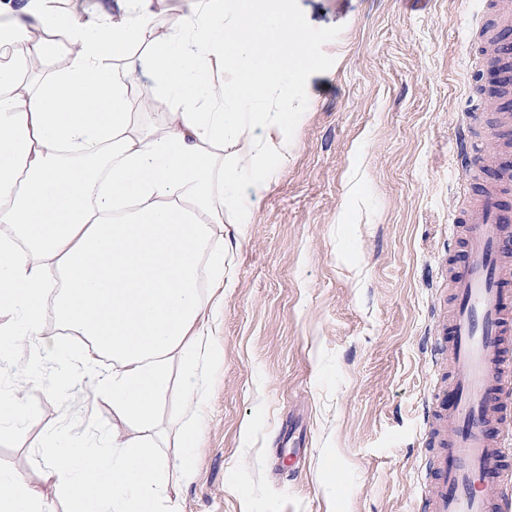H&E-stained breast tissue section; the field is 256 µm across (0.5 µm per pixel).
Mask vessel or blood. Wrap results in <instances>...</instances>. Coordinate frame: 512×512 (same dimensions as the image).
<instances>
[{
	"mask_svg": "<svg viewBox=\"0 0 512 512\" xmlns=\"http://www.w3.org/2000/svg\"><path fill=\"white\" fill-rule=\"evenodd\" d=\"M489 19L478 46L494 66L503 90L512 89V0H488ZM467 132L512 141V114L491 124L471 115ZM498 177L481 182L473 202L452 223L468 225L464 241L448 239L453 314L438 324L434 362L450 354L455 372L436 385L425 410L433 455L424 479L423 512H506L504 479L512 474V450L500 426L512 417V154L495 163Z\"/></svg>",
	"mask_w": 512,
	"mask_h": 512,
	"instance_id": "1",
	"label": "vessel or blood"
}]
</instances>
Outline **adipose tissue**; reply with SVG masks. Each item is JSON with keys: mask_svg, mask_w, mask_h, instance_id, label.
Segmentation results:
<instances>
[{"mask_svg": "<svg viewBox=\"0 0 512 512\" xmlns=\"http://www.w3.org/2000/svg\"><path fill=\"white\" fill-rule=\"evenodd\" d=\"M54 2L0 0V359L14 340L39 341L56 374L43 393L93 378L128 432L61 448L49 429L50 495L0 469V512H161L162 472L188 481L200 441L187 423L175 465L159 449L169 366L185 364L197 407L213 359L199 270L224 286V224L246 239L252 196L292 151L296 84L314 62L286 0H197L171 27L156 0H114L99 20ZM144 74L172 103L157 125L134 113ZM48 312L86 348L45 337Z\"/></svg>", "mask_w": 512, "mask_h": 512, "instance_id": "adipose-tissue-1", "label": "adipose tissue"}]
</instances>
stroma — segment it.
Returning <instances> with one entry per match:
<instances>
[{
	"label": "stroma",
	"instance_id": "35a3bbf8",
	"mask_svg": "<svg viewBox=\"0 0 512 512\" xmlns=\"http://www.w3.org/2000/svg\"><path fill=\"white\" fill-rule=\"evenodd\" d=\"M483 0H290L317 65L293 150L250 210L245 243L224 227L230 290L203 283L218 353L201 411L196 474L169 482V512H421L433 388L429 338L448 311V216L473 171L456 143L486 66L469 41ZM12 348L0 379L33 414L0 440V469L47 490L45 430L63 443L121 437L90 379L64 399ZM181 362L159 407L160 440L187 421Z\"/></svg>",
	"mask_w": 512,
	"mask_h": 512
}]
</instances>
